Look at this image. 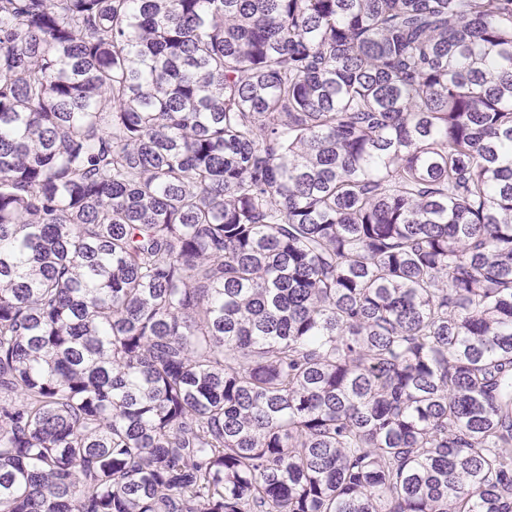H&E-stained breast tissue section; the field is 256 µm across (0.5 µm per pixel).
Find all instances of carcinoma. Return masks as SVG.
<instances>
[{
	"label": "carcinoma",
	"mask_w": 512,
	"mask_h": 512,
	"mask_svg": "<svg viewBox=\"0 0 512 512\" xmlns=\"http://www.w3.org/2000/svg\"><path fill=\"white\" fill-rule=\"evenodd\" d=\"M0 512H512V0H0Z\"/></svg>",
	"instance_id": "1"
}]
</instances>
